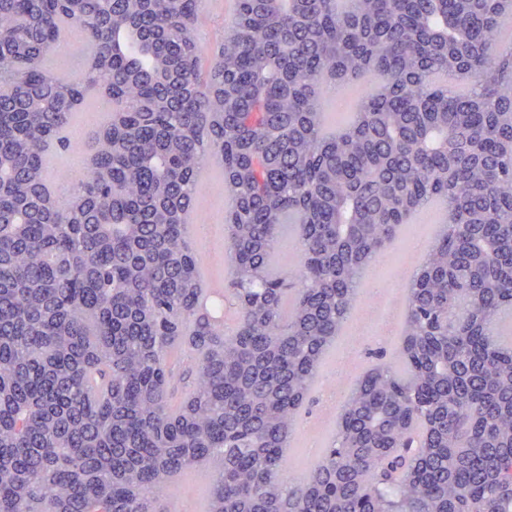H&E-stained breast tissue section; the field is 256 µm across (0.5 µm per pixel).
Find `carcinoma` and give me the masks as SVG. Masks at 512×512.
Segmentation results:
<instances>
[{
  "mask_svg": "<svg viewBox=\"0 0 512 512\" xmlns=\"http://www.w3.org/2000/svg\"><path fill=\"white\" fill-rule=\"evenodd\" d=\"M200 2L0 0V512H179L196 470L205 512H512V0H236L207 64ZM92 100L123 120L62 139ZM51 143L87 152L63 205ZM212 164L231 329L186 228ZM431 199L396 360L286 475L365 267Z\"/></svg>",
  "mask_w": 512,
  "mask_h": 512,
  "instance_id": "carcinoma-1",
  "label": "carcinoma"
}]
</instances>
